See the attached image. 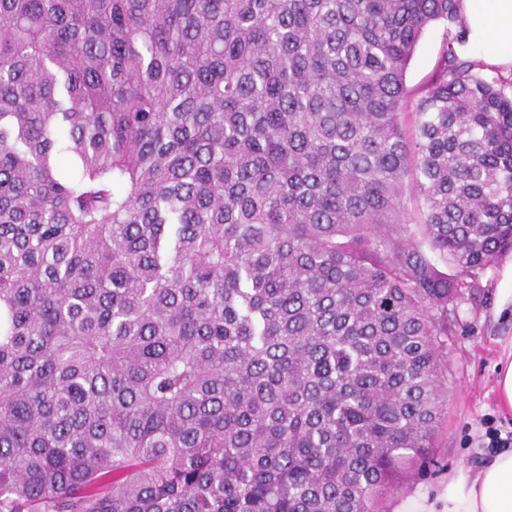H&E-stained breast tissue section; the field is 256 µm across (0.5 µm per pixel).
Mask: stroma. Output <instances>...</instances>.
<instances>
[{
    "label": "stroma",
    "instance_id": "stroma-1",
    "mask_svg": "<svg viewBox=\"0 0 512 512\" xmlns=\"http://www.w3.org/2000/svg\"><path fill=\"white\" fill-rule=\"evenodd\" d=\"M444 42V29H425L406 73V85L420 93L430 83ZM512 252L499 257L482 280V295L476 305L465 307L461 325L448 353V409L439 438L436 471L416 475L408 488L387 494L380 512H396L400 502L420 491H435L449 474L477 472L490 459L485 447L487 424L512 430V413L501 410L497 400V365L503 345L512 339V306L501 302L512 279L505 270Z\"/></svg>",
    "mask_w": 512,
    "mask_h": 512
}]
</instances>
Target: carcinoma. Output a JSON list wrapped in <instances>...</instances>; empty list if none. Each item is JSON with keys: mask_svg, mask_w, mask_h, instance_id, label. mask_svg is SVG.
Listing matches in <instances>:
<instances>
[{"mask_svg": "<svg viewBox=\"0 0 512 512\" xmlns=\"http://www.w3.org/2000/svg\"><path fill=\"white\" fill-rule=\"evenodd\" d=\"M466 42L460 0H0V512H377L437 464L512 251ZM443 42L444 29L441 25H431L425 29L406 73V85L413 91L412 97L419 96L430 83Z\"/></svg>", "mask_w": 512, "mask_h": 512, "instance_id": "cac0c4a2", "label": "carcinoma"}]
</instances>
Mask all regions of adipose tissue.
<instances>
[{
  "label": "adipose tissue",
  "mask_w": 512,
  "mask_h": 512,
  "mask_svg": "<svg viewBox=\"0 0 512 512\" xmlns=\"http://www.w3.org/2000/svg\"><path fill=\"white\" fill-rule=\"evenodd\" d=\"M467 45L502 73L512 72V0H461ZM397 512H512V449H502L473 474L449 475L436 496L406 498Z\"/></svg>",
  "instance_id": "1"
}]
</instances>
